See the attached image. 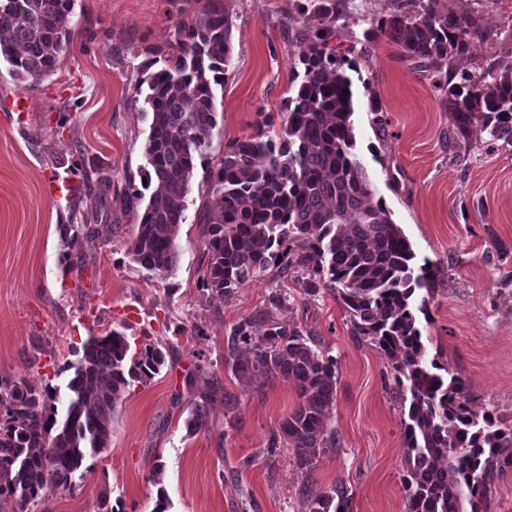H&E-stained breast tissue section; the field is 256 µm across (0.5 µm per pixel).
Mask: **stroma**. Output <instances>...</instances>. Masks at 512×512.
I'll return each mask as SVG.
<instances>
[{"label": "stroma", "instance_id": "obj_1", "mask_svg": "<svg viewBox=\"0 0 512 512\" xmlns=\"http://www.w3.org/2000/svg\"><path fill=\"white\" fill-rule=\"evenodd\" d=\"M346 2L335 44L354 50L347 74L357 150L375 197L418 257L445 271L421 325L426 351L465 379L472 408H493L512 421V146L486 151L477 131L469 146L449 148L451 117L429 81L386 36H366L387 0ZM218 3L232 18L233 60L215 89L209 156L193 170L177 264L165 278L150 276L130 257L135 212L113 207L111 238L81 239L85 264L72 271L64 264L61 227L92 224L99 215L91 201L70 210L83 171H98L119 192L140 188L151 115L138 90L139 71L167 55L177 21L201 10L200 0H76L70 40L51 76L21 82L0 62V376L50 384L62 406L70 367L89 337L115 329L137 345L152 340L168 348L159 374L120 400L110 451L86 456L70 489L45 486L33 512H96L104 493L118 512H153L161 491L166 512H303V482L326 489L339 480L351 491V512H405L400 411L385 384L387 360L374 345L353 339L335 294L305 298L273 268L229 300L201 287L200 215L215 205L209 167L228 142L264 120L279 121L299 51L300 26L289 18L295 0ZM448 3L476 10L486 32L475 44L477 59L512 63V0ZM372 93L386 128L373 122ZM52 178L62 184L60 194L45 193ZM497 240L508 255L495 250ZM278 288L288 300L274 308L269 296ZM265 313L303 327L339 361L328 415L338 444L309 472L291 450L273 460L262 454L299 401L294 385L281 379L246 385L224 366L232 328ZM190 372L196 378L188 386ZM211 388L223 396L211 406L210 428L187 436L189 405ZM228 397L235 402L231 412ZM156 461L163 465L157 478Z\"/></svg>", "mask_w": 512, "mask_h": 512}]
</instances>
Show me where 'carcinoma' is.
I'll return each instance as SVG.
<instances>
[{
	"label": "carcinoma",
	"mask_w": 512,
	"mask_h": 512,
	"mask_svg": "<svg viewBox=\"0 0 512 512\" xmlns=\"http://www.w3.org/2000/svg\"><path fill=\"white\" fill-rule=\"evenodd\" d=\"M389 12L372 22L368 36L386 35L402 55L426 73L450 112L448 144L468 142L471 127L488 131L485 149L512 146V64L502 60L465 70L455 60L483 37L478 18L441 0H389ZM75 0H0V60L20 81L52 75L70 37ZM347 14L344 0H309L299 9L302 31L292 69L295 88L281 108V124L263 122L253 133L225 145L208 171L220 215L200 218L206 270L202 287L225 298L263 277L269 268L295 276L302 293L336 292L357 341L387 357L388 387L400 404L404 438L406 512H480L491 486L512 466V424L491 410L469 406L465 381L429 359L419 316H428L427 295L444 270L419 260L385 202L372 201L371 183L356 152L352 81L342 70L333 22ZM232 22L207 0L193 18L177 22L175 43L156 71L141 70L138 87L152 122L145 144L143 188L124 193L127 210L142 207L129 253L147 272L163 277L176 265V237L187 208L190 176L208 158L217 125L214 86L223 85L232 63ZM77 197H103L112 182L90 170ZM67 248L78 234L109 238L110 224L68 225ZM165 363L149 342L131 352L117 330L90 337L67 385L64 416L57 417L56 389L0 376V502L29 512L48 483L72 486L87 453L110 450L112 416L135 383L158 374ZM233 375L251 383L282 378L299 402L263 449L270 460L285 446L299 468L336 449L327 413L336 398L338 361L330 349L296 326L266 317L248 318L227 339L224 357ZM219 391L201 392L190 403L187 436L209 429ZM305 512H351V495L338 482L326 491L301 487Z\"/></svg>",
	"instance_id": "1"
}]
</instances>
